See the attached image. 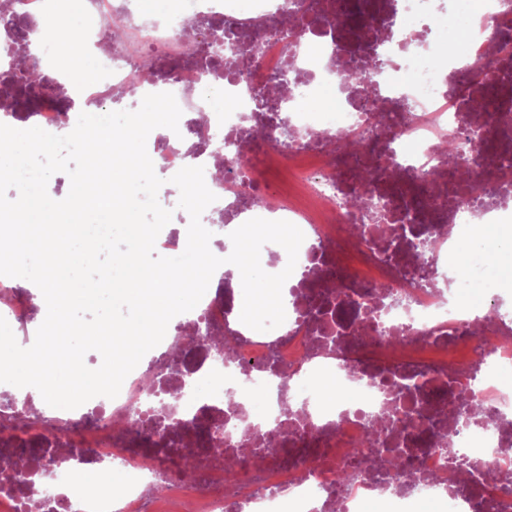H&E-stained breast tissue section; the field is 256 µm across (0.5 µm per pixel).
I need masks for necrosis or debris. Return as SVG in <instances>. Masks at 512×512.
Listing matches in <instances>:
<instances>
[{
    "instance_id": "1",
    "label": "necrosis or debris",
    "mask_w": 512,
    "mask_h": 512,
    "mask_svg": "<svg viewBox=\"0 0 512 512\" xmlns=\"http://www.w3.org/2000/svg\"><path fill=\"white\" fill-rule=\"evenodd\" d=\"M197 0V14L232 26L224 66L187 50L192 17L147 13L138 0H81L88 71L63 66L47 52L46 67L65 72L71 94L54 93L32 110L36 127L64 126L75 101L102 112L128 90L145 51L156 78L138 95L172 93L186 117V138L152 134L153 161L170 173L186 166L220 168L209 179L216 200V235L226 236L264 214L303 229L304 241L288 290L286 319L255 332L232 319L234 289L206 292L197 325L231 338L230 350L187 340L169 329L116 398L95 397L61 412L42 411L0 388V512H56L61 488L46 486L42 454L59 452L73 469L98 464L126 470L121 489L104 478L72 500L66 512H416L432 501L438 512H512L500 476L512 474L511 291L486 296L491 320L470 317L467 265L445 266L461 244L478 245L472 224L512 225V0ZM463 36L440 54V21ZM375 33L389 62L371 66L358 44ZM291 74L288 109L257 116L255 92L281 68ZM493 72L488 107L472 111L485 86L477 69ZM224 94L214 109L211 91ZM335 92L338 120L308 109ZM385 125H378L377 109ZM263 127L265 161L283 165L291 184L259 181L239 159L244 133ZM454 142L460 167L480 170V186L506 203L475 208L448 186L440 146ZM375 180L361 178L366 168ZM367 204L358 208L356 196ZM401 296L387 305L383 292ZM35 306L16 280L0 276V316L12 330L29 328ZM186 364L167 368L174 347ZM329 381L336 403L319 389ZM472 386L496 417L461 425L458 390ZM412 416L428 444L403 429ZM191 419L189 431L175 419ZM192 455L191 471L169 469ZM250 457L237 491L223 461ZM403 467L393 470L392 458Z\"/></svg>"
}]
</instances>
